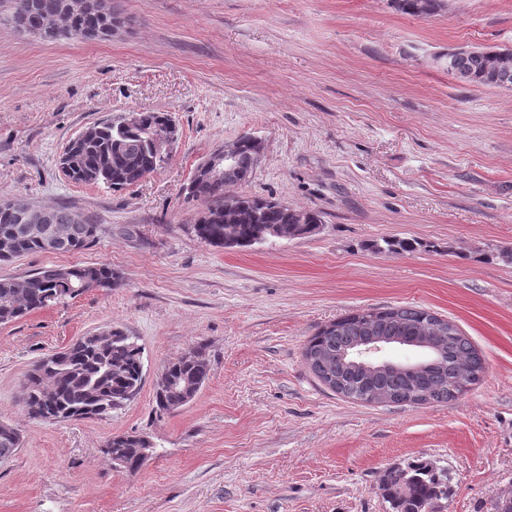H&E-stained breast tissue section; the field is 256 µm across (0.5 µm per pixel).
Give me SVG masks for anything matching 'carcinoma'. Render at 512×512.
I'll return each instance as SVG.
<instances>
[{"label": "carcinoma", "instance_id": "obj_1", "mask_svg": "<svg viewBox=\"0 0 512 512\" xmlns=\"http://www.w3.org/2000/svg\"><path fill=\"white\" fill-rule=\"evenodd\" d=\"M400 12L422 15L424 0H391ZM25 16L14 15L12 0H0V25L17 28L30 26L42 19L43 0H28ZM66 19L63 28L69 37L95 39L110 35L118 16L112 7H95L80 14L61 11ZM496 65V52L479 49L466 56L461 67L469 77L467 84L492 86L489 74ZM154 154L145 143L140 129L120 130L112 121L100 124L93 140H71L64 152V164L71 181L79 184H106L122 190L143 180L154 168ZM237 182L246 181L253 172L249 148L239 157ZM192 199L208 203L194 229L198 238L209 246L224 247V233L232 231L242 239L241 246L252 245L262 226L286 224L295 237L310 236L319 229L318 216L270 204L257 197L226 196L224 185L196 182ZM120 277L108 264L50 267L35 273L32 295H16L13 278L0 276V324L15 322L33 311L65 298H75L90 289L110 290L119 286ZM432 311L419 306H395L349 313L318 328L305 345L304 355H321L324 360L309 366L321 381L335 379L334 392L362 399L370 391L389 395L394 403H405L414 393L425 402L449 401L478 382L484 372L482 356L451 321L439 335L441 354L417 374L387 370L365 374L345 357V353L371 337H397L405 342L419 335L420 325L428 322ZM200 351H190L166 366L180 385L202 388L209 375V364H200ZM120 364L119 373L108 367ZM143 365L141 349L133 339L101 347L91 338L41 358L27 374L25 409L33 419L68 421L103 416L116 408V402L132 387L141 386ZM156 412L164 415L184 406L180 394L169 391L165 397L155 395ZM14 427L0 423V458L15 454L21 438ZM138 434L123 433L109 438L107 448H135ZM408 481H401L400 471L389 469L383 481V496L393 512H429L434 504L448 498V484L429 462L405 466Z\"/></svg>", "mask_w": 512, "mask_h": 512}]
</instances>
